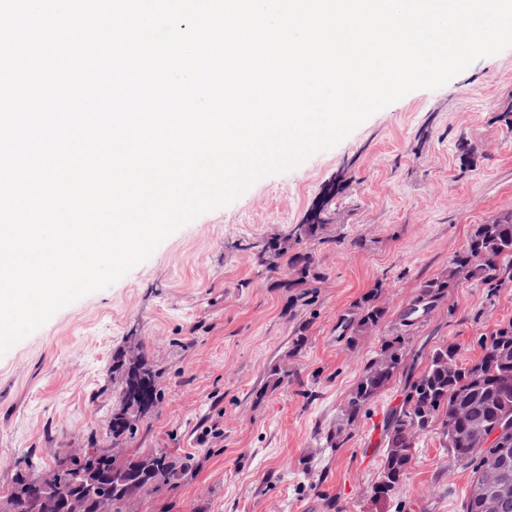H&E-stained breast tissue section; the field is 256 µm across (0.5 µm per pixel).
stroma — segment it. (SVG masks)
Masks as SVG:
<instances>
[{"instance_id":"obj_1","label":"stroma","mask_w":512,"mask_h":512,"mask_svg":"<svg viewBox=\"0 0 512 512\" xmlns=\"http://www.w3.org/2000/svg\"><path fill=\"white\" fill-rule=\"evenodd\" d=\"M320 206L331 222L309 248L323 278L291 320L286 267L267 271L252 248L286 237ZM510 211L512 48L408 93L327 155L259 178L0 356V493L21 457L44 473L57 449L78 452L104 434L119 392L112 356L138 342L162 373L163 396L126 448L189 455L195 467L132 512H463L473 471L434 432L419 439L400 487L373 494L383 422L403 380L374 398L342 447L327 446L363 363L389 335L383 327L351 347L344 320L378 282L397 317L476 225ZM302 323L306 344L294 355ZM511 323L512 288L464 282L410 341L426 354L455 345L469 363L481 338ZM276 366L290 374L278 388L267 384Z\"/></svg>"}]
</instances>
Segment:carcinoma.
<instances>
[{"label": "carcinoma", "mask_w": 512, "mask_h": 512, "mask_svg": "<svg viewBox=\"0 0 512 512\" xmlns=\"http://www.w3.org/2000/svg\"><path fill=\"white\" fill-rule=\"evenodd\" d=\"M331 219L323 209L298 224L289 237L264 246L257 254L258 264L276 270L285 263L291 277L280 287L292 291L285 315L296 317V308L311 305L314 284L322 273L314 252L293 251L290 242L319 240ZM475 280L495 290L512 285V213H504L486 224L477 225L465 248L453 256L448 269L426 280L408 306L391 325V338L382 342L376 355L367 360L343 410L342 424L327 437L332 448L341 446L346 427L355 423L375 396L405 376L402 403L386 417L383 436L385 457L378 482L389 481L399 487L406 478L419 438L437 430L450 457L473 467L474 480L464 512H481L474 488L480 482L493 484L496 475L489 470L503 448H512V432L500 440L477 448L470 434L478 422L485 430L495 429L503 419L512 420V323L482 340V356L471 362H457L456 348L446 345L430 354L418 376L412 375L406 359L407 328L440 307L448 290ZM376 286L356 301L348 313L350 336L347 344L355 347L359 337L381 328L388 310L380 301ZM112 375L121 381L118 400L106 425V436L131 440L139 432V421L162 397L161 372L144 355L136 363L125 353L112 355ZM192 469L189 456L175 457L150 448L135 452L125 461H115L98 453L97 438H91L89 450L79 459L61 452L54 454L51 474L45 483L34 473L35 466L24 461L22 471L14 474L11 487L0 494V512H45L43 505L52 494L73 491L80 474L98 471L112 474L113 512H124L125 501L153 491L179 479Z\"/></svg>", "instance_id": "cac0c4a2"}]
</instances>
